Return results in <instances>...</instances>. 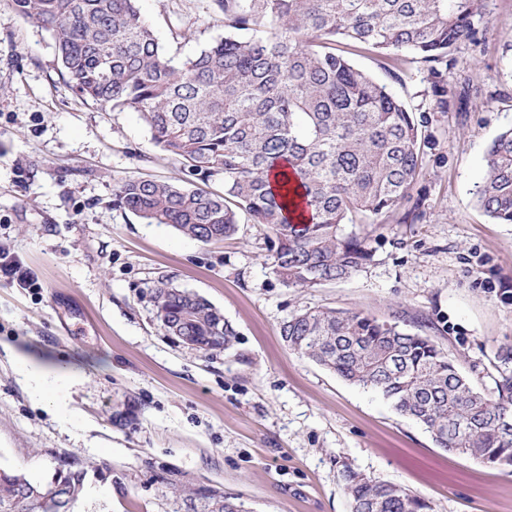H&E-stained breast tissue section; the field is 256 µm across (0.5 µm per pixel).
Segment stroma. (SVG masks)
<instances>
[{"label": "stroma", "mask_w": 512, "mask_h": 512, "mask_svg": "<svg viewBox=\"0 0 512 512\" xmlns=\"http://www.w3.org/2000/svg\"><path fill=\"white\" fill-rule=\"evenodd\" d=\"M138 6L170 54L224 35L206 0ZM348 56L413 109L427 145L399 209L356 227L371 260L293 288L271 272L262 226L243 219L206 244L115 207L131 178L197 180L139 113L82 101L49 34L0 0V248L37 280L0 278V467L46 484L61 460H78L86 492L74 512H187L192 489L248 512H351L346 465L432 512H512V466L438 448L380 394L294 354L280 333L308 310L361 312L431 337L492 393L497 352L512 346V224L473 199L491 141L512 127V0H486L474 40L449 56L448 102L411 54L396 67L372 50ZM163 282L218 308L234 346L203 353L167 335L153 302ZM22 359L78 370L69 413L33 402L16 374Z\"/></svg>", "instance_id": "35a3bbf8"}]
</instances>
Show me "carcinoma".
Masks as SVG:
<instances>
[{"mask_svg":"<svg viewBox=\"0 0 512 512\" xmlns=\"http://www.w3.org/2000/svg\"><path fill=\"white\" fill-rule=\"evenodd\" d=\"M49 32L60 75L105 112H138L162 151L202 185L133 178L117 206L203 243L237 231L240 217L274 237L270 269L287 286L342 279L372 256L348 230L358 214L395 210L422 162L413 110L356 68L336 39L397 62L410 53L442 63L476 33L485 0H209L224 38L179 61L159 43L138 0H10ZM240 31L250 36L238 35ZM311 212L296 219L294 196ZM475 204L512 224V128L486 153ZM155 290L183 336H210L214 305ZM288 348L342 380L372 389L435 444L486 464L512 466V346L498 352L496 394L478 390L430 337L362 313L306 311L287 320ZM86 477L63 461L50 483L0 468V512H73ZM352 512H431L424 499L349 466L340 471ZM34 489L44 502L31 500ZM191 512L242 503L216 490L188 495Z\"/></svg>","mask_w":512,"mask_h":512,"instance_id":"carcinoma-1","label":"carcinoma"}]
</instances>
